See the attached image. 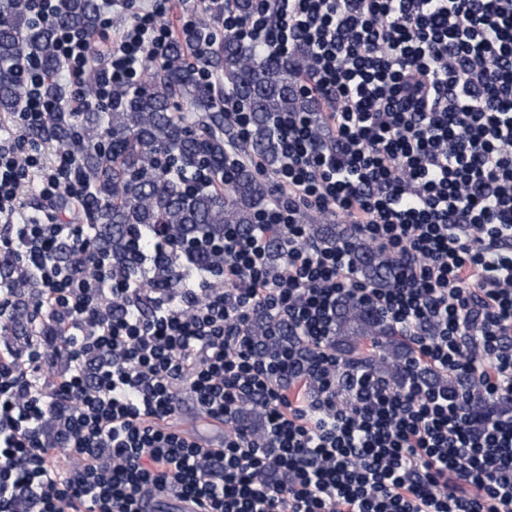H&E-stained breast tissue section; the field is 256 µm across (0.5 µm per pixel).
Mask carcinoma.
<instances>
[{"label": "carcinoma", "mask_w": 512, "mask_h": 512, "mask_svg": "<svg viewBox=\"0 0 512 512\" xmlns=\"http://www.w3.org/2000/svg\"><path fill=\"white\" fill-rule=\"evenodd\" d=\"M255 0H209L188 39L175 38L165 68L152 58L142 62V77L133 88L112 91V107L97 103L93 81L85 85L89 107L67 112L59 107L30 130L33 139L49 140L55 151L77 164L90 194L85 210L88 223L103 230L98 247L121 262L127 236L139 227L140 247L153 249L161 236L182 246L196 266L215 268L224 255L195 251L196 238H224V228L242 230L254 224L256 211L273 202L266 181L248 167L220 180L230 159L224 135L230 119L205 77L219 75L224 86L253 113L252 150L272 166L277 160V139L271 117L279 112H317V103L297 89V77L308 65L299 53L291 59H269L257 43L244 44L224 31V14L249 16ZM57 25L93 40L98 31V0H57ZM40 60L44 70L60 67L55 50V29L37 25L21 0H0V112L21 109L25 62ZM203 171L208 182H184L177 173ZM312 232L327 245L347 241L357 257V273L381 288L394 285L396 261L356 236L352 226L314 224ZM288 243L272 237L275 264L285 261ZM276 321L255 318L251 334L268 352L275 344L266 336ZM278 328V327H276ZM288 335V327L278 328ZM332 345L345 371L357 369L381 378L398 390L416 378L428 386L448 385L454 392L465 386L472 407L482 412L488 402L477 382L458 374L448 377L424 366L409 367L405 343L381 315L362 299L349 297L336 310Z\"/></svg>", "instance_id": "carcinoma-1"}]
</instances>
